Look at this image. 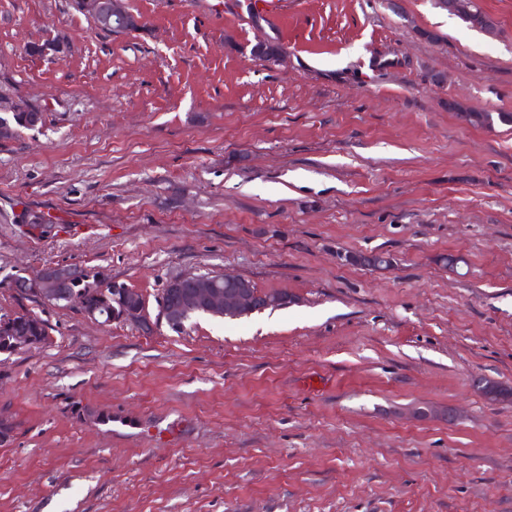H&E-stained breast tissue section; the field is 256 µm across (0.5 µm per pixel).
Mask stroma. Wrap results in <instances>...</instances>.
<instances>
[{"instance_id":"1","label":"stroma","mask_w":512,"mask_h":512,"mask_svg":"<svg viewBox=\"0 0 512 512\" xmlns=\"http://www.w3.org/2000/svg\"><path fill=\"white\" fill-rule=\"evenodd\" d=\"M126 3L114 35L0 0V111L43 114L0 140V314L53 336L0 354V512H512V401L477 389L512 388V125L457 114L512 112V0H474L491 35L436 0ZM55 264L147 325L1 284ZM211 271L291 302L172 331L163 288Z\"/></svg>"}]
</instances>
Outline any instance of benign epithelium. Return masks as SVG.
<instances>
[{
  "instance_id": "1",
  "label": "benign epithelium",
  "mask_w": 512,
  "mask_h": 512,
  "mask_svg": "<svg viewBox=\"0 0 512 512\" xmlns=\"http://www.w3.org/2000/svg\"><path fill=\"white\" fill-rule=\"evenodd\" d=\"M93 22L100 29L133 33L141 22L128 12L124 0H97ZM79 274L63 266L50 265L38 273L21 279L13 288L26 296H34L51 306H58L69 298L64 287ZM284 298L280 292H262L240 276L221 273L211 274V279L194 285L176 296L163 295L162 318L174 329L184 327L189 314L196 311L220 310L224 315L235 317L241 312L252 314L279 304ZM112 312V320L144 322L138 292L131 288H112V294L104 296V303L97 309L85 312L94 320L105 319Z\"/></svg>"
}]
</instances>
